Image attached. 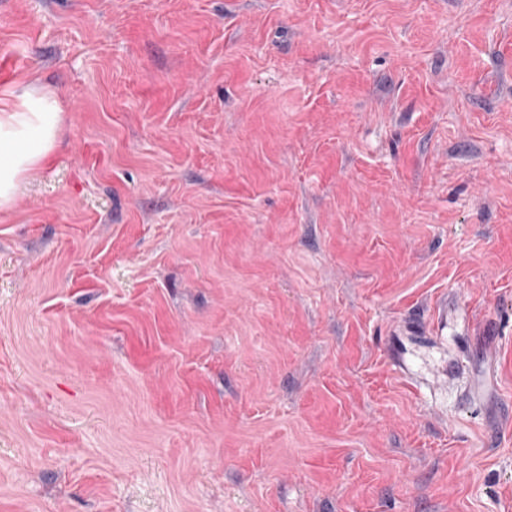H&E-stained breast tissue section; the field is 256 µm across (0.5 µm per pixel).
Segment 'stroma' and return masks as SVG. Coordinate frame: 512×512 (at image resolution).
Segmentation results:
<instances>
[{
    "label": "stroma",
    "mask_w": 512,
    "mask_h": 512,
    "mask_svg": "<svg viewBox=\"0 0 512 512\" xmlns=\"http://www.w3.org/2000/svg\"><path fill=\"white\" fill-rule=\"evenodd\" d=\"M31 80L0 512H512V0H0Z\"/></svg>",
    "instance_id": "35a3bbf8"
}]
</instances>
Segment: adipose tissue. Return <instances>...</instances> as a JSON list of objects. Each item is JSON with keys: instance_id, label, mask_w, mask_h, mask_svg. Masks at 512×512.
<instances>
[{"instance_id": "obj_1", "label": "adipose tissue", "mask_w": 512, "mask_h": 512, "mask_svg": "<svg viewBox=\"0 0 512 512\" xmlns=\"http://www.w3.org/2000/svg\"><path fill=\"white\" fill-rule=\"evenodd\" d=\"M61 122L51 90L23 84L0 93V208L11 205L27 174L52 159Z\"/></svg>"}]
</instances>
